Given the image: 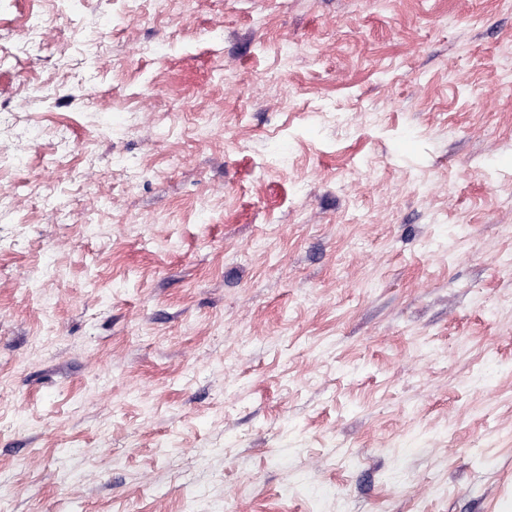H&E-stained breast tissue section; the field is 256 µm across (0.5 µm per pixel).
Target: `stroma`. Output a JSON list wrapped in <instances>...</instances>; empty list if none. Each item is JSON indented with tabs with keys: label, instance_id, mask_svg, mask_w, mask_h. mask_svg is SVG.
<instances>
[{
	"label": "stroma",
	"instance_id": "1",
	"mask_svg": "<svg viewBox=\"0 0 512 512\" xmlns=\"http://www.w3.org/2000/svg\"><path fill=\"white\" fill-rule=\"evenodd\" d=\"M62 8L0 0V124L58 85L0 512H512V0H82L31 51Z\"/></svg>",
	"mask_w": 512,
	"mask_h": 512
}]
</instances>
